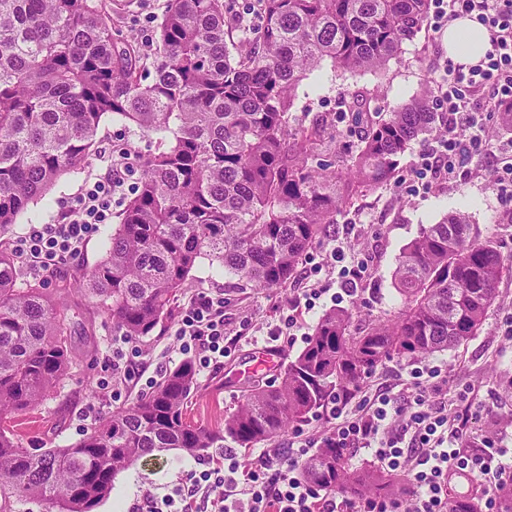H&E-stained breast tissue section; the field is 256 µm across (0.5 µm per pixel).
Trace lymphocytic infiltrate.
<instances>
[{
    "label": "lymphocytic infiltrate",
    "mask_w": 512,
    "mask_h": 512,
    "mask_svg": "<svg viewBox=\"0 0 512 512\" xmlns=\"http://www.w3.org/2000/svg\"><path fill=\"white\" fill-rule=\"evenodd\" d=\"M427 23L434 29L461 17L475 19L489 32V47L475 64L438 61L436 106L441 131L433 149L418 163L420 176L454 183L469 173L468 162L485 150L481 114L487 105L475 91L490 88L493 108L512 106V0H431ZM130 156L110 159L108 174L85 188L76 214L62 224H32L17 238L12 253L34 277L82 253L113 198L125 190L123 172ZM336 266V302L358 296L370 270V256L353 255L348 236L336 237L326 252ZM179 349L196 373L224 357V294L199 292L182 311L174 330ZM466 393L448 399V375L436 365L412 367L399 385L384 384L356 404L331 401V427L318 438H296L285 448H265L248 465L225 448L220 461L188 473L174 494L145 496L139 512H448V477L457 470L475 477L486 512H498L500 492L512 486V433L470 436L463 428L470 408ZM367 450L387 473L410 475L408 497L336 499L301 477L313 448Z\"/></svg>",
    "instance_id": "f902f5d3"
}]
</instances>
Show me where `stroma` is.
Segmentation results:
<instances>
[{
    "label": "stroma",
    "instance_id": "stroma-1",
    "mask_svg": "<svg viewBox=\"0 0 512 512\" xmlns=\"http://www.w3.org/2000/svg\"><path fill=\"white\" fill-rule=\"evenodd\" d=\"M166 3L167 0H128L114 12L113 21L129 39L142 42L144 50H152ZM447 53L445 31L426 26L413 40L404 43L399 57L391 60L383 72L346 71L324 62L303 80L288 116L289 123L307 126L327 118L338 134L336 138L324 139L320 155L327 160L346 156L357 138L350 131L349 113L338 109L339 101L360 94L364 97V111H398L423 88H435L436 59ZM433 141L430 134L413 141L401 159L396 183L365 192L336 217L338 226L354 225L358 233L355 249L369 253L373 260L364 290L353 300L359 312L352 320V333L364 332L371 324L389 322L399 315L402 299L392 281L396 260L422 228L437 223L450 212L468 214L479 237L495 240L505 258L512 261V224L502 221L512 211V200L490 185L487 158L474 157L471 174L464 181L426 188L415 177L414 164ZM106 169V161L96 154L80 169L62 175L46 197L31 204L27 215L18 219L14 236H21L33 220L41 224L63 223L76 211L85 187L104 176ZM109 230V225H101L79 258L67 260L47 274L49 287L69 283L80 269L98 262L105 254L103 238ZM324 255V245H317L304 260L302 272L283 287L269 290L241 292L226 288L223 272L206 259L192 270L174 308L182 310L199 292L223 291L228 349L222 367L198 376V390L186 408L192 421L206 427L223 424L225 415L237 409L247 386L268 385L288 359L304 347L314 324L331 308L332 301L323 297L309 311L293 310L292 301L302 289L314 284L335 286L336 276L330 268L323 266L318 272L313 269ZM69 304L75 365L70 378L53 396L16 420L14 431L28 448H57L75 442L88 426L87 415L102 416L126 406L135 395L149 391L167 370L184 360L174 343V319L163 320L152 335L130 341L124 347L127 358L141 365L137 382L122 387L112 398H102L99 385L110 376L112 345L117 340L112 322L94 299L76 294L70 296ZM290 311L295 312L300 323L296 337L288 343L269 340V327ZM509 312L512 313V269L499 280L497 300L479 335L459 349L428 359L429 364L441 366L447 372L449 394L470 388L471 402L476 405L487 401L490 389L499 390L496 417L473 414L465 427L470 435L493 430L499 423L512 426V341L506 340L500 331L501 319ZM263 350L273 352V360L258 375H247L246 367ZM199 463V457L179 450L145 457L116 476L110 497L98 506L97 512H133L145 495L160 498L173 494L186 473L198 468Z\"/></svg>",
    "mask_w": 512,
    "mask_h": 512
}]
</instances>
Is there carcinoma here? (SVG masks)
<instances>
[{"mask_svg":"<svg viewBox=\"0 0 512 512\" xmlns=\"http://www.w3.org/2000/svg\"><path fill=\"white\" fill-rule=\"evenodd\" d=\"M115 2L0 0V242L29 204L97 151L103 119L155 139L104 257L72 283L121 336L152 335L201 259L256 290L285 285L342 209L394 181L411 142L438 129L427 91L377 118L356 95L348 107L358 143L334 166L317 161L327 120L288 126L309 73L326 60L383 71L426 25L430 0H255V27L232 21L225 0H167L152 53L112 22ZM503 269L496 243L480 239L467 214L450 213L402 249L393 279L404 308L395 320L353 336L351 310L325 312L274 384L245 390L224 425L186 417L198 388L186 361L76 442L33 449L11 421L71 374V322L0 245V499L95 512L116 476L156 451L269 444L331 398L351 400L385 361L466 344L496 301ZM302 476L357 498L396 495L404 483L352 465L342 448L316 449ZM448 506L483 512L475 489L449 495Z\"/></svg>","mask_w":512,"mask_h":512,"instance_id":"obj_1","label":"carcinoma"}]
</instances>
